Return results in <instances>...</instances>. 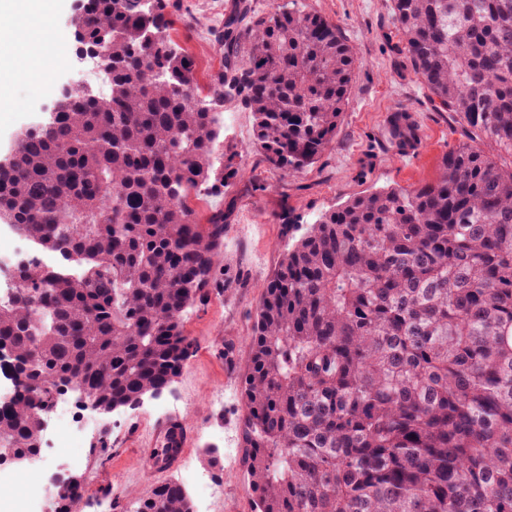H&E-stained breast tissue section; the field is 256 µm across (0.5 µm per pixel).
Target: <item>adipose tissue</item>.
Listing matches in <instances>:
<instances>
[{
  "label": "adipose tissue",
  "instance_id": "adipose-tissue-1",
  "mask_svg": "<svg viewBox=\"0 0 512 512\" xmlns=\"http://www.w3.org/2000/svg\"><path fill=\"white\" fill-rule=\"evenodd\" d=\"M49 0H0V16L10 26L0 28V69L28 79L39 76V42L32 21L46 11Z\"/></svg>",
  "mask_w": 512,
  "mask_h": 512
}]
</instances>
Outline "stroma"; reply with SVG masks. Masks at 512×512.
Returning a JSON list of instances; mask_svg holds the SVG:
<instances>
[{"instance_id":"35a3bbf8","label":"stroma","mask_w":512,"mask_h":512,"mask_svg":"<svg viewBox=\"0 0 512 512\" xmlns=\"http://www.w3.org/2000/svg\"><path fill=\"white\" fill-rule=\"evenodd\" d=\"M208 0H167L173 21L171 36L197 62L201 92H208L222 64L216 22L200 33L194 19ZM308 5L339 26L356 51L348 103L336 135L323 156L291 175L269 165L253 144V119L240 99L224 100V142L237 152V177L213 193L200 195L197 213L208 219L224 214V245L217 260V284L207 299L187 307L184 330L194 349L182 374L142 404L93 419L72 406L79 422L95 421V439L106 440L108 455L93 452L92 441L72 440L60 431L42 474L18 466L7 488L15 497L27 495L38 476L52 478L66 471L74 455L86 458L82 512H131L133 492L149 490L153 478L144 469V452L153 445L156 423L182 420L189 433L185 452L190 469L167 474L187 493L192 512H251V494L241 464L239 426L241 378L251 350V332L263 289L292 238L300 236L317 215L357 193L386 187L410 188L434 179L443 156L463 141L449 113L440 111L414 74L403 50L390 0H307ZM76 0H54L44 18L50 29L40 38L53 52L43 73L33 80L9 84L11 104L0 110V153L8 154L18 133L37 122L54 104L47 84L62 88L82 73L72 46L70 19ZM409 115L421 136L411 154L389 140V124L397 113ZM216 449L217 464L203 451Z\"/></svg>"}]
</instances>
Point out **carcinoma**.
<instances>
[{"label":"carcinoma","mask_w":512,"mask_h":512,"mask_svg":"<svg viewBox=\"0 0 512 512\" xmlns=\"http://www.w3.org/2000/svg\"><path fill=\"white\" fill-rule=\"evenodd\" d=\"M403 49L466 138L440 174L322 212L268 280L241 382L253 512H512V0H391ZM224 17L209 99L174 49L166 0H83L76 43L104 51L110 92L76 88L0 167V223L80 267L31 263L0 304V448L36 457L61 388L106 409L162 392L193 347L182 313L206 298L224 213L189 198L238 169L218 107L235 94L255 147L298 173L336 135L355 53L286 0ZM152 39L145 40L146 34ZM391 142L420 139L396 115ZM82 483L59 495L73 512ZM134 512H188L173 481Z\"/></svg>","instance_id":"carcinoma-1"}]
</instances>
